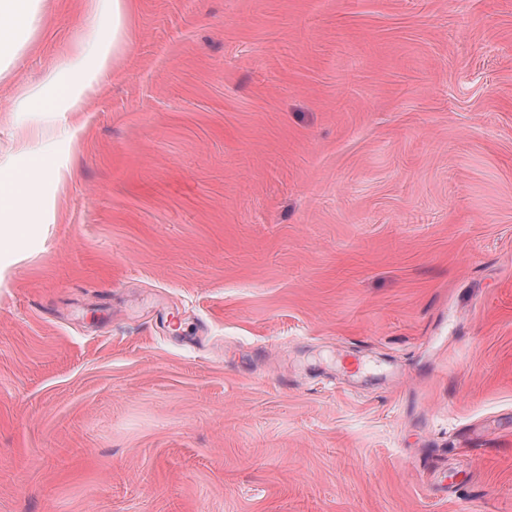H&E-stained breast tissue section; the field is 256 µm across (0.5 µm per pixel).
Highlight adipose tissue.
<instances>
[{"label": "adipose tissue", "instance_id": "adipose-tissue-1", "mask_svg": "<svg viewBox=\"0 0 512 512\" xmlns=\"http://www.w3.org/2000/svg\"><path fill=\"white\" fill-rule=\"evenodd\" d=\"M49 0H0V76L33 44ZM130 0H87L70 49L35 87L20 89L5 109L21 137L0 157V284L45 236L55 195L73 175L71 149L82 114L129 45Z\"/></svg>", "mask_w": 512, "mask_h": 512}]
</instances>
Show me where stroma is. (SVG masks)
<instances>
[{"instance_id": "1", "label": "stroma", "mask_w": 512, "mask_h": 512, "mask_svg": "<svg viewBox=\"0 0 512 512\" xmlns=\"http://www.w3.org/2000/svg\"><path fill=\"white\" fill-rule=\"evenodd\" d=\"M131 5L0 288V512H512V0Z\"/></svg>"}]
</instances>
